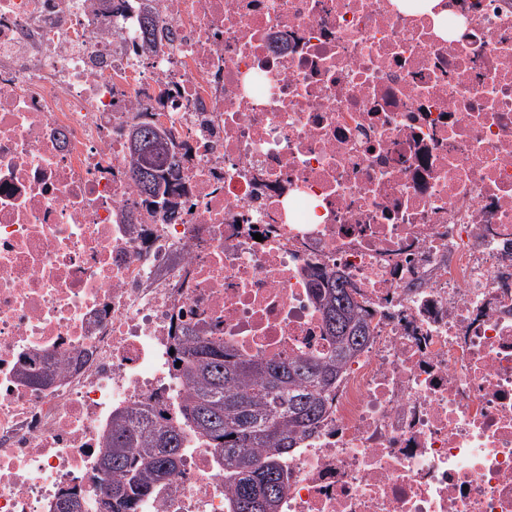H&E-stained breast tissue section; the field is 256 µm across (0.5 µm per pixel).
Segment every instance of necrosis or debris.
Wrapping results in <instances>:
<instances>
[{
  "mask_svg": "<svg viewBox=\"0 0 512 512\" xmlns=\"http://www.w3.org/2000/svg\"><path fill=\"white\" fill-rule=\"evenodd\" d=\"M0 0V512H96L112 414H174L173 338L370 341L292 449L279 512H512V0ZM183 146L176 213L129 175L133 113ZM42 358L57 380L32 387ZM129 512H229L192 430ZM135 2L141 3L139 18L143 44L148 48H154L163 39L164 32L156 25L154 13L149 3L151 1ZM19 373L22 379L40 386L51 385L57 378V370L52 363H46L38 369L32 365L22 367Z\"/></svg>",
  "mask_w": 512,
  "mask_h": 512,
  "instance_id": "obj_1",
  "label": "necrosis or debris"
}]
</instances>
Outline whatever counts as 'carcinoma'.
<instances>
[{
	"instance_id": "1",
	"label": "carcinoma",
	"mask_w": 512,
	"mask_h": 512,
	"mask_svg": "<svg viewBox=\"0 0 512 512\" xmlns=\"http://www.w3.org/2000/svg\"><path fill=\"white\" fill-rule=\"evenodd\" d=\"M143 44L157 46L164 32L149 0L139 9ZM139 112L128 125L130 176L149 212L176 213L180 202L170 178L178 177L182 152H155L139 144L153 130ZM313 296L321 308L332 352L326 359L239 357L203 336H183L175 375L187 387L176 423L161 422L146 409L112 415L101 445V469L108 476L105 512H121L147 494L150 484L172 475L184 448L188 425L224 462L233 486L232 512H278L287 472L284 457L325 418L343 368L369 340L364 308L347 281L314 276ZM22 379L40 386L57 378L56 367L20 369Z\"/></svg>"
}]
</instances>
